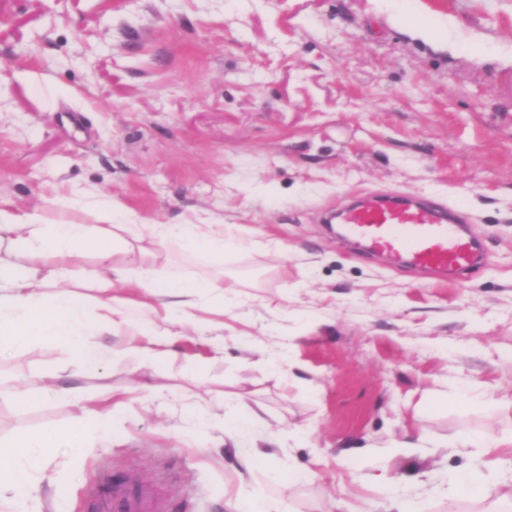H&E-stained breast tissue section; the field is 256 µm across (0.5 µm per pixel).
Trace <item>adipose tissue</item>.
I'll return each instance as SVG.
<instances>
[{
	"instance_id": "obj_1",
	"label": "adipose tissue",
	"mask_w": 512,
	"mask_h": 512,
	"mask_svg": "<svg viewBox=\"0 0 512 512\" xmlns=\"http://www.w3.org/2000/svg\"><path fill=\"white\" fill-rule=\"evenodd\" d=\"M94 209V224H48L37 212L0 206V244L9 252L8 258H0V343L65 344L73 365L85 372L130 352L147 368L176 357L172 344L184 328H210L212 315L223 314L229 299L223 279L183 281L144 274L138 286L146 300L136 317L128 302L112 293L115 282L124 278V256L143 242L160 246L176 240L220 258L227 249L242 247V240L208 224H149L133 214L121 218L109 202ZM87 253L94 255V267L80 264ZM77 281L96 288V295L76 294L70 285ZM126 333L137 338L128 349L98 340L102 334ZM228 413L224 440L235 448L241 466L273 465L281 438L263 433L261 418L243 402L230 404ZM117 417V410L84 406L74 427L20 430L0 442V503L7 512H34L49 449L68 448L81 457L91 442L111 440Z\"/></svg>"
}]
</instances>
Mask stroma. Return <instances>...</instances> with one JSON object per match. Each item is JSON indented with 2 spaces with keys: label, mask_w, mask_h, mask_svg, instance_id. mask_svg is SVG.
Returning <instances> with one entry per match:
<instances>
[{
  "label": "stroma",
  "mask_w": 512,
  "mask_h": 512,
  "mask_svg": "<svg viewBox=\"0 0 512 512\" xmlns=\"http://www.w3.org/2000/svg\"><path fill=\"white\" fill-rule=\"evenodd\" d=\"M448 28L423 38L416 24ZM450 202L487 259L450 278L375 261L318 224L356 197ZM145 221L222 224L247 241L222 260L168 241L133 256L180 280L223 278L224 324L186 329L176 362L79 371L67 346L0 349V439L69 428L62 376L100 409L112 442L81 462L51 451L36 512H112L84 493L109 472L151 481L161 512H225L229 497L326 512H512L462 494L489 482L462 439L512 435V0H0V198L46 223L92 224L86 198ZM199 365L186 376L181 359ZM481 397L434 408L462 386ZM239 399L286 443L274 478L235 475L224 405ZM408 449H400V442Z\"/></svg>",
  "instance_id": "obj_1"
}]
</instances>
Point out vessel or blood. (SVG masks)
<instances>
[{
    "label": "vessel or blood",
    "mask_w": 512,
    "mask_h": 512,
    "mask_svg": "<svg viewBox=\"0 0 512 512\" xmlns=\"http://www.w3.org/2000/svg\"><path fill=\"white\" fill-rule=\"evenodd\" d=\"M344 236L376 253L404 258L417 270L465 272L480 260L478 245L464 236V217L452 204L416 200L394 192L356 201L337 211ZM107 497L114 512H158V494L138 473L97 482L89 500Z\"/></svg>",
    "instance_id": "b4317fda"
}]
</instances>
